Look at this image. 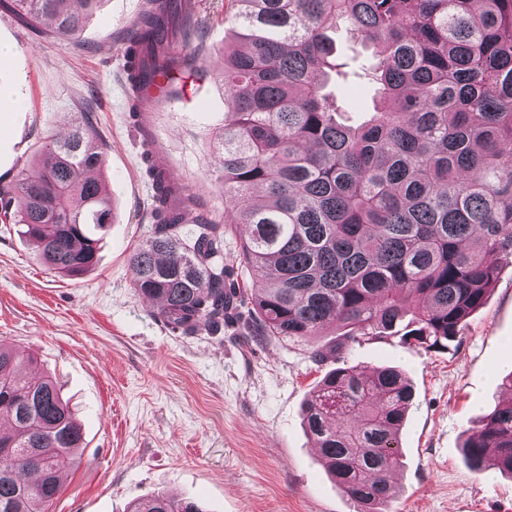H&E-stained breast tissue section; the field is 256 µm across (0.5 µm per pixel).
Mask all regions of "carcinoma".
<instances>
[{"label":"carcinoma","instance_id":"1","mask_svg":"<svg viewBox=\"0 0 512 512\" xmlns=\"http://www.w3.org/2000/svg\"><path fill=\"white\" fill-rule=\"evenodd\" d=\"M102 0H0L35 30L81 34ZM233 39L220 52L231 94L215 135L216 178L236 207L222 224L146 156L151 236L130 257L132 288L163 300L186 333L249 317L247 329L290 341L343 330L340 355L384 339L408 319V345L444 348L485 303L500 260H512V0H227ZM347 26L372 49L370 118L338 120L324 92L343 75L327 31ZM125 72L147 75L184 57L179 0H147ZM91 124L52 139L35 167L0 181V221L22 226L62 276L95 266L112 223ZM198 210L195 233L183 230ZM246 228L242 285L224 266V239ZM0 342V512H47L83 433L60 388ZM511 396L463 445L468 467L512 474ZM413 398L405 373L382 366L327 372L303 425L357 512H382L398 488L399 433ZM130 512H203L159 492Z\"/></svg>","mask_w":512,"mask_h":512}]
</instances>
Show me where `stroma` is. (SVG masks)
I'll return each mask as SVG.
<instances>
[{"mask_svg": "<svg viewBox=\"0 0 512 512\" xmlns=\"http://www.w3.org/2000/svg\"><path fill=\"white\" fill-rule=\"evenodd\" d=\"M146 0H103L71 42L0 13V175L15 177L48 138L67 136L88 113L105 152L114 217L97 265L78 277L50 270L18 225L0 223V340L55 376L77 410L86 446L63 474L49 512H129L165 491L203 512H354L312 451L302 407L340 364L396 366L414 389L400 433L398 495L389 512H512V477L473 473L461 445L493 410L512 361V265L486 303L444 349L399 338L365 341L316 361L328 336L288 341L249 336L242 324L191 335L168 325L131 286L129 258L149 236L151 152L216 218L234 214L215 183L210 144L224 123L227 93L213 55L231 32L225 0H190L199 44L176 97L131 114L122 34ZM352 76L329 83L363 118L372 61L346 28L333 32Z\"/></svg>", "mask_w": 512, "mask_h": 512, "instance_id": "stroma-1", "label": "stroma"}]
</instances>
